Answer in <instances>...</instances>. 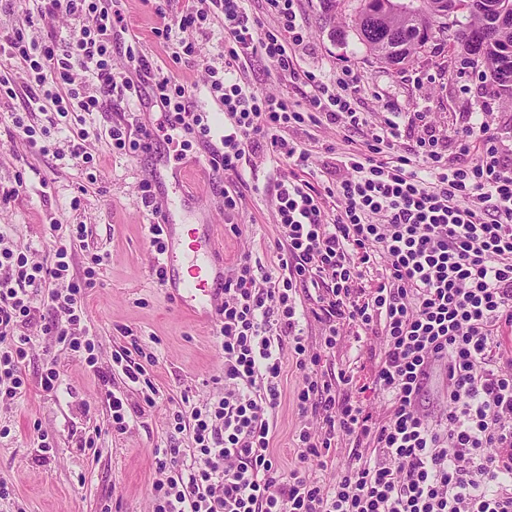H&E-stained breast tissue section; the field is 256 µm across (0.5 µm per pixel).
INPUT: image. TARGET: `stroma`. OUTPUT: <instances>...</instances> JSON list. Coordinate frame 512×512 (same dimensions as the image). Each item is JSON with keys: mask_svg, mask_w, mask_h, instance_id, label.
I'll list each match as a JSON object with an SVG mask.
<instances>
[{"mask_svg": "<svg viewBox=\"0 0 512 512\" xmlns=\"http://www.w3.org/2000/svg\"><path fill=\"white\" fill-rule=\"evenodd\" d=\"M296 5L307 31L306 46L297 55L301 69L320 77L350 69L364 84L362 112L374 118L397 112L407 129L417 127V115L424 112L437 135L452 140L469 113L480 111L502 148L512 149V96L483 78L482 66H461L459 56L450 49L453 30L434 31L427 47L408 65L389 67L358 36L354 16L359 0H341L330 12L322 0H296ZM124 9L150 60L174 68L188 83H204L205 63L216 61L224 52L221 24L211 26L205 35L186 33L196 52L176 65L160 49L151 32L154 19L141 0H127ZM23 103L20 97L0 102V190L16 188V178L24 180L17 196L0 201V226H6L14 248L27 252L30 261L40 262L51 245L50 224L87 225L88 250L110 255L85 303L87 323L100 338L98 364L110 367L113 353L129 342L125 330H132L151 344L158 357L150 378L162 398L133 420L126 433L109 432L112 418L101 383L75 354L55 352L62 381L57 395L48 396L38 389L45 340L39 327H30L32 349L26 374L31 386L22 398H0V478L12 489L10 497L0 500V512H101L105 505L111 512H152L149 491L159 478L154 465L156 449L177 448L185 453L191 447L189 435L170 423L174 402L185 393L198 404L220 394L215 380L224 372V356L213 330L198 328L179 314L165 290L156 285L148 218L137 198L142 180L167 181V172L157 164L159 154H182L188 164L207 155L208 149L197 142L184 143L177 136L151 152L119 154L107 140L92 139L86 147L96 161L97 180L90 184L80 167L69 160L30 150L10 119ZM300 141L310 154L308 180L326 186L321 169L329 157L328 147L342 152L349 143L335 129L323 126L308 127ZM293 173L286 164L277 168L264 161L253 164L243 177L248 184L243 205L231 222L224 217V200L210 179L186 172L169 194L189 212L196 207V195L204 196L225 265L248 252L263 271L270 272L275 268L271 246L277 235L272 206L275 185ZM77 195L82 204L75 209L70 201ZM380 347V337L355 326L345 328L340 346L324 358L322 369L353 375L349 393L382 414L387 408L385 396L362 387ZM299 380V371L285 366L273 442L285 475L301 466L293 446L300 425L294 402ZM40 432L57 443L48 463L39 458L36 435ZM91 436L97 439L96 450L82 449V440Z\"/></svg>", "mask_w": 512, "mask_h": 512, "instance_id": "obj_1", "label": "stroma"}]
</instances>
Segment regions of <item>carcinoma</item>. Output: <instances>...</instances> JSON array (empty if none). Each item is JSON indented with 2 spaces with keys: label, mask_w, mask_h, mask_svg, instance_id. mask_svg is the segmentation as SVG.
Listing matches in <instances>:
<instances>
[{
  "label": "carcinoma",
  "mask_w": 512,
  "mask_h": 512,
  "mask_svg": "<svg viewBox=\"0 0 512 512\" xmlns=\"http://www.w3.org/2000/svg\"><path fill=\"white\" fill-rule=\"evenodd\" d=\"M469 22L458 37L461 64L469 65L472 57L483 58L490 78L498 85L512 89V27L495 26L496 14L482 8V0H462ZM438 0H421L419 25L390 29L381 19L370 16L371 0H360L356 14L357 32L362 42L383 63L399 66L410 60L432 39L433 27L444 19L435 4Z\"/></svg>",
  "instance_id": "cac0c4a2"
}]
</instances>
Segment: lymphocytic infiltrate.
<instances>
[{
    "mask_svg": "<svg viewBox=\"0 0 512 512\" xmlns=\"http://www.w3.org/2000/svg\"><path fill=\"white\" fill-rule=\"evenodd\" d=\"M35 2L0 36V58L28 76L27 109L10 118L42 154L51 130L29 124L28 109L51 113L53 125L72 122L68 158L88 182L96 180L89 139L107 140L121 153L148 148L140 119L109 127L93 122L117 100L149 96L170 129L209 146L216 175H241L254 157L307 168L308 152L284 136L290 128L370 130L361 148L338 157L327 194L298 177L277 183L276 270L256 276L245 253L225 276L215 330L224 394L201 408L185 393L172 410L176 430L189 433L192 458L156 453L162 478L152 486L153 512H512V350L500 341L512 328V156L479 113H470L452 145L429 126L410 136L393 112L370 121L353 106L361 80L350 70L329 81L299 72L305 34L295 0H267L269 28L245 0H189L175 16L156 2L153 33L173 61L193 53L183 33L209 22L224 27V63L205 67L206 87L224 113L215 147L209 115L193 110L190 86L153 65L137 42L125 48L127 67H113V46L128 30L119 0ZM55 14L73 23L68 41L31 38ZM258 56L305 85L300 101L258 94L238 80ZM12 68L0 69V101L17 96ZM328 196L338 202L335 211L325 206ZM88 233L86 225H68L48 260L33 263L6 246L0 231V394L26 393L31 338L24 329L38 323L48 338L42 392L56 393L53 351L67 346L94 368L112 429L122 434L131 418L155 406L159 392L130 403L113 389L111 370L97 366L99 338L84 324V299L109 256L93 253L81 274L71 270ZM374 270L377 284L360 298L358 287ZM43 302L50 317L40 312ZM309 314L323 326L316 345L301 326ZM349 324L382 339L372 385L388 398L384 418L347 393L350 376L334 382L321 368ZM289 360L301 374L299 460L327 464L347 438L363 447L334 483L299 470L282 477L275 459L273 415ZM439 367L446 370L445 391L435 408L422 409L420 397Z\"/></svg>",
    "mask_w": 512,
    "mask_h": 512,
    "instance_id": "lymphocytic-infiltrate-1",
    "label": "lymphocytic infiltrate"
}]
</instances>
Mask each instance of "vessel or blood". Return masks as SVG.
<instances>
[{"label":"vessel or blood","mask_w":512,"mask_h":512,"mask_svg":"<svg viewBox=\"0 0 512 512\" xmlns=\"http://www.w3.org/2000/svg\"><path fill=\"white\" fill-rule=\"evenodd\" d=\"M153 216L166 239L163 287L176 308L197 325L214 323L224 304L219 284L224 279L221 257L204 207H197L194 223H184L178 206L167 194H159Z\"/></svg>","instance_id":"vessel-or-blood-1"}]
</instances>
